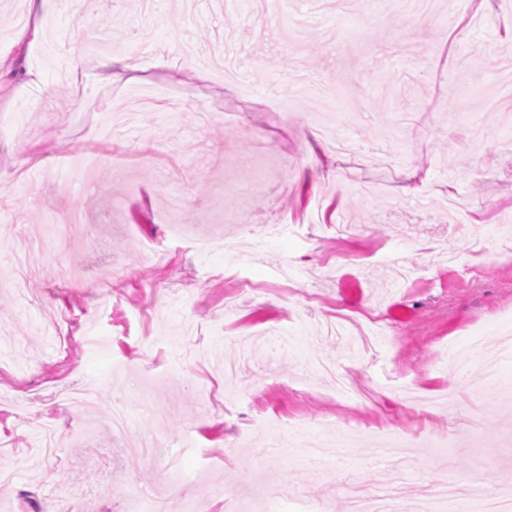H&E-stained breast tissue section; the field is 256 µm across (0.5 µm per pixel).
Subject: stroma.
<instances>
[{"instance_id":"stroma-1","label":"stroma","mask_w":512,"mask_h":512,"mask_svg":"<svg viewBox=\"0 0 512 512\" xmlns=\"http://www.w3.org/2000/svg\"><path fill=\"white\" fill-rule=\"evenodd\" d=\"M0 0V512L148 505L169 447L213 512H293L294 494L387 486L422 512L432 486L512 485V99L484 109L512 58V0ZM111 48L171 111L67 60ZM204 80L185 83L182 45ZM100 110L77 120L73 101ZM256 113L219 117L225 100ZM378 151L382 175L361 162ZM420 181L405 191V174ZM79 209L93 241L59 216ZM289 223L256 247L241 225ZM263 289L232 307L235 277ZM360 296H347L350 287ZM68 316L60 350L42 322ZM94 327L107 344L81 341ZM443 395L420 421L400 387ZM128 430L112 431L117 399ZM358 426L342 459L302 437ZM420 434L393 463L384 432ZM156 433L154 458L128 454Z\"/></svg>"}]
</instances>
